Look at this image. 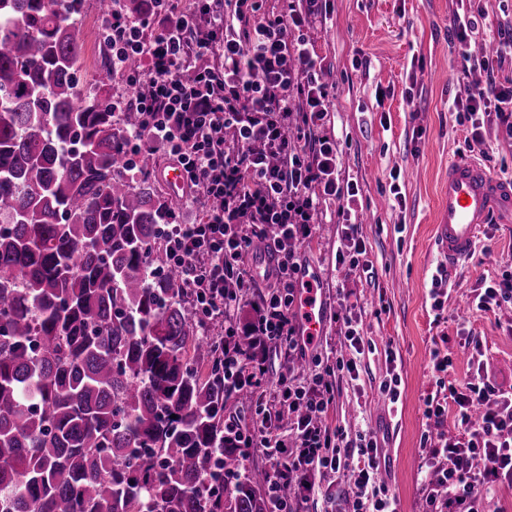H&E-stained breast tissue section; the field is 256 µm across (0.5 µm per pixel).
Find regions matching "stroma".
Instances as JSON below:
<instances>
[{"mask_svg":"<svg viewBox=\"0 0 512 512\" xmlns=\"http://www.w3.org/2000/svg\"><path fill=\"white\" fill-rule=\"evenodd\" d=\"M456 8V0H334L326 18L306 32L325 69L343 164L359 180L356 215L375 276L368 281L348 275L336 260L335 224L318 227L300 260L321 272L327 337L296 362L313 372L335 365L336 291H352L373 349L358 356L357 379L340 381L326 421L351 430L364 421L384 436L382 478L399 499L400 512L419 510L424 400L437 390L434 352L453 359L447 380L463 382L478 373L512 392V306L493 313L471 308L475 289L512 272V223L482 228L475 251L450 274L442 312L432 308L431 276L441 265L434 224L448 162L472 157L469 125L448 110L449 99L473 79L450 44ZM82 22V75L107 92L125 90L124 76L112 69L94 0ZM395 181L406 195L401 208L390 191ZM469 338L481 345L480 364L470 361ZM388 346L401 376L402 412L395 418L379 393Z\"/></svg>","mask_w":512,"mask_h":512,"instance_id":"35a3bbf8","label":"stroma"}]
</instances>
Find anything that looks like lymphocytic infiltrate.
Instances as JSON below:
<instances>
[{
    "instance_id": "lymphocytic-infiltrate-1",
    "label": "lymphocytic infiltrate",
    "mask_w": 512,
    "mask_h": 512,
    "mask_svg": "<svg viewBox=\"0 0 512 512\" xmlns=\"http://www.w3.org/2000/svg\"><path fill=\"white\" fill-rule=\"evenodd\" d=\"M331 6V0H289L280 12L265 13L259 0H195L187 11L181 0H148L141 14L116 7L103 19L112 68L131 89L110 105L140 116L126 140V175L138 173L144 155L164 153L203 210L198 223L165 225L159 271L179 272L204 335L224 338V388L231 392L261 385L268 348L292 354L301 345L298 247L324 204L336 206L339 257L349 271L373 268L351 220L358 183L325 130L324 68L304 34ZM485 15L465 8L450 20L464 70L481 75L455 93L450 109L470 124L467 143L483 154L489 129L512 137V80L500 78L493 58L468 51ZM258 249L268 256L261 269L251 262ZM256 288L261 302L245 315V295ZM343 310L338 334L349 357L301 380L282 376L274 395L253 404L251 431L224 423L240 447L263 449L271 460L266 494L273 512H305L316 478L330 476L347 487L344 512H399L379 478L385 457L375 432L351 434L325 422L340 374L354 373V357L366 345L355 304ZM243 332L252 340L248 353L235 343ZM424 405L423 512H491V484H512V396L479 376L449 383L447 398L431 395ZM285 411L297 415L289 442L271 430ZM450 414L457 422L451 436L442 428ZM298 475L296 494L281 497V486Z\"/></svg>"
}]
</instances>
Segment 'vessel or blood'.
<instances>
[{
    "label": "vessel or blood",
    "mask_w": 512,
    "mask_h": 512,
    "mask_svg": "<svg viewBox=\"0 0 512 512\" xmlns=\"http://www.w3.org/2000/svg\"><path fill=\"white\" fill-rule=\"evenodd\" d=\"M504 215L512 216V179L494 177L473 160L449 162L446 199L434 226L437 251L449 267L474 251L483 225ZM322 312L321 297L303 303L300 319L305 335H319Z\"/></svg>",
    "instance_id": "b4317fda"
}]
</instances>
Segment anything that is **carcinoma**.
<instances>
[{
	"mask_svg": "<svg viewBox=\"0 0 512 512\" xmlns=\"http://www.w3.org/2000/svg\"><path fill=\"white\" fill-rule=\"evenodd\" d=\"M85 2L0 0V512H270L224 339L152 273L171 207L152 158L123 174L139 116L81 80Z\"/></svg>",
	"mask_w": 512,
	"mask_h": 512,
	"instance_id": "cac0c4a2",
	"label": "carcinoma"
}]
</instances>
